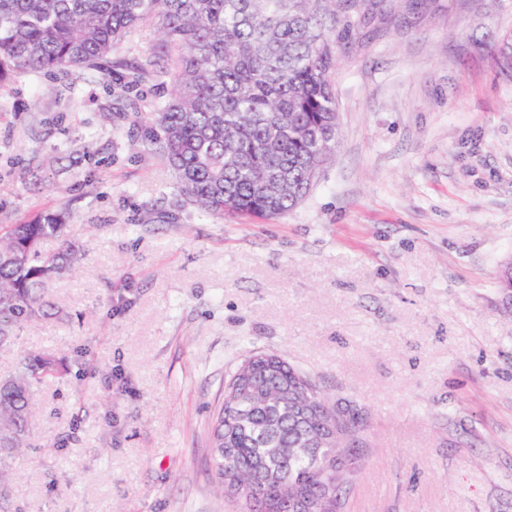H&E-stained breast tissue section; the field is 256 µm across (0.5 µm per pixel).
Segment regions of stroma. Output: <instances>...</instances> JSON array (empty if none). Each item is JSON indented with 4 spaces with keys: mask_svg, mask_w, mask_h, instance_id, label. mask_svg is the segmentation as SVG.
<instances>
[{
    "mask_svg": "<svg viewBox=\"0 0 512 512\" xmlns=\"http://www.w3.org/2000/svg\"><path fill=\"white\" fill-rule=\"evenodd\" d=\"M155 20L102 67L0 85V224L71 214L85 247L0 376L42 385L12 512H236L214 409L254 353L362 418L344 512H512V0H399L332 75L340 140L271 220L203 215L143 141L175 67ZM67 437L66 447H54Z\"/></svg>",
    "mask_w": 512,
    "mask_h": 512,
    "instance_id": "35a3bbf8",
    "label": "stroma"
}]
</instances>
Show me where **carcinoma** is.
<instances>
[{
  "label": "carcinoma",
  "instance_id": "1",
  "mask_svg": "<svg viewBox=\"0 0 512 512\" xmlns=\"http://www.w3.org/2000/svg\"><path fill=\"white\" fill-rule=\"evenodd\" d=\"M395 0H0V82L67 74L110 55L129 29L157 19L181 49L175 87L145 139L176 172L178 192L205 213L270 219L309 194L338 143L330 76L359 28ZM288 177L268 194L264 179ZM68 215L45 211L0 224V346L22 322L49 319L45 288L72 271ZM59 241L53 253L46 239ZM248 380L226 385L212 454L222 493L241 512H341V469L354 452L355 414L329 405L283 361L250 357ZM69 371L67 359L28 354L0 377V463L31 447L35 386ZM10 476L0 466V512Z\"/></svg>",
  "mask_w": 512,
  "mask_h": 512
}]
</instances>
